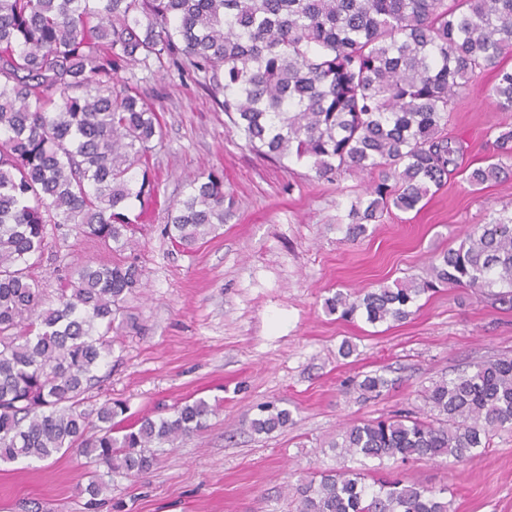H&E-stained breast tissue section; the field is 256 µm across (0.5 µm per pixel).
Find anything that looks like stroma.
Listing matches in <instances>:
<instances>
[{
  "label": "stroma",
  "mask_w": 512,
  "mask_h": 512,
  "mask_svg": "<svg viewBox=\"0 0 512 512\" xmlns=\"http://www.w3.org/2000/svg\"><path fill=\"white\" fill-rule=\"evenodd\" d=\"M155 106L163 139L150 154L159 205L145 213L135 253L142 288L131 295L129 327L114 335L88 406L122 402L128 420L172 417L187 399L211 405L203 430L162 445L150 471L117 479L100 512H295L290 484L343 467L329 439L343 427L421 406L420 390L473 363L512 356V307L479 288L421 297L410 318L372 325L340 319L325 302L425 275L432 256L457 247L475 225L512 211V179L471 186L512 112L487 96L492 71L471 80L454 106L457 173L421 208L392 210L351 241L340 219L372 178L317 179L304 162L278 163L249 151L213 94L195 77L158 66L124 72ZM223 171L234 206L217 230L182 249L164 233L163 204L201 172ZM69 227L55 231L34 269L43 304L58 277L107 260ZM355 350L343 356V341ZM392 385L362 395L354 380L372 372ZM289 409L293 423L255 433L259 405ZM420 486L446 490L451 512H512V430L494 431L484 454L464 465L431 460L377 465ZM75 452L0 463V512H79L86 478Z\"/></svg>",
  "instance_id": "1"
}]
</instances>
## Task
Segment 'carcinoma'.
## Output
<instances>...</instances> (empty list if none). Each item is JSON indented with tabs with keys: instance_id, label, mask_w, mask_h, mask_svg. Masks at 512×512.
Segmentation results:
<instances>
[{
	"instance_id": "carcinoma-1",
	"label": "carcinoma",
	"mask_w": 512,
	"mask_h": 512,
	"mask_svg": "<svg viewBox=\"0 0 512 512\" xmlns=\"http://www.w3.org/2000/svg\"><path fill=\"white\" fill-rule=\"evenodd\" d=\"M512 0H0V461L44 460L62 450L106 468L81 493L97 512L112 489L104 476L153 466L155 444L201 429L203 399L171 419L124 426L119 402L84 407L112 349L128 296L142 286L131 199L152 196L146 164L163 130L153 105L118 73L139 62L203 78L246 146L282 162H309L316 177L380 170L343 216L355 240L392 209L414 210L448 180L457 150L445 130L469 80L497 69L490 97L512 111ZM494 161L473 169V186L512 174V129L499 132ZM224 175L201 173L166 205L165 233L192 248L224 223ZM70 226L112 258L61 277L56 303L31 270L50 231ZM512 306V215L476 226L436 256L423 278L363 295L341 291L329 313L370 324L402 321L424 294L466 285ZM391 381L355 383L380 396ZM426 417L403 410L347 428L329 442L348 458L448 459L466 463L512 428V357L441 377L421 394ZM259 433L292 421L259 406ZM364 469L313 474L292 486L297 512H449L445 490Z\"/></svg>"
}]
</instances>
